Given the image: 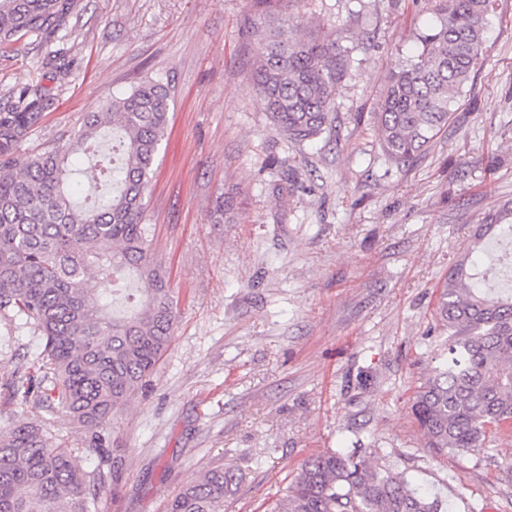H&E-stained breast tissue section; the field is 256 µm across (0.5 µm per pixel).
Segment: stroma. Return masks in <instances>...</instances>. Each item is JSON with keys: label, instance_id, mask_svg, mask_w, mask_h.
<instances>
[{"label": "stroma", "instance_id": "1", "mask_svg": "<svg viewBox=\"0 0 512 512\" xmlns=\"http://www.w3.org/2000/svg\"><path fill=\"white\" fill-rule=\"evenodd\" d=\"M302 28L354 45L331 133L275 131L251 79L253 0H73L63 27L0 54V112L27 87L49 104L18 146L66 141L85 113L162 79L169 126L145 221L178 300L147 389L113 416L125 451L102 512H167L202 470L240 469L224 512H265L310 456L372 448L447 512H512V437L431 456L412 414L447 353L434 310L477 227L512 203V0H494L483 57L453 120L414 165L384 156L374 113L388 76L432 20L428 0H288ZM57 56L49 66V56ZM233 221L215 224L218 196ZM37 333L0 317V424L84 446L85 428L8 399Z\"/></svg>", "mask_w": 512, "mask_h": 512}]
</instances>
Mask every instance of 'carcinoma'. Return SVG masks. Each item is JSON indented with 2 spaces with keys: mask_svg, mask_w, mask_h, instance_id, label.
<instances>
[{
  "mask_svg": "<svg viewBox=\"0 0 512 512\" xmlns=\"http://www.w3.org/2000/svg\"><path fill=\"white\" fill-rule=\"evenodd\" d=\"M256 0L263 16L256 92L275 130L303 143L332 129L336 91L352 47L331 33L302 38L299 23ZM435 20L385 86L376 112L380 147L398 168L417 162L461 105L483 55L492 0H431ZM69 0H0V49L60 25ZM171 95L146 78L97 112L64 143L18 155L47 99L22 90L0 112V315L39 334L40 379L16 371L8 383L21 405L57 409L91 431L82 450L50 446L28 423L0 428V512H98L99 494L118 480L124 449L104 442L114 409L145 388L170 346L176 301L143 223L153 164L169 123ZM112 129V195L85 207L70 190L75 154L93 155ZM512 240V207L480 225L448 269L436 313L448 329V356L418 386L412 411L434 455L485 447L512 429V252L485 271L476 257ZM144 281L147 288H136ZM99 457L86 473L79 459ZM241 476L217 465L185 485L168 512H224ZM270 512H445L437 495L411 487L373 451L310 456Z\"/></svg>",
  "mask_w": 512,
  "mask_h": 512,
  "instance_id": "1",
  "label": "carcinoma"
}]
</instances>
